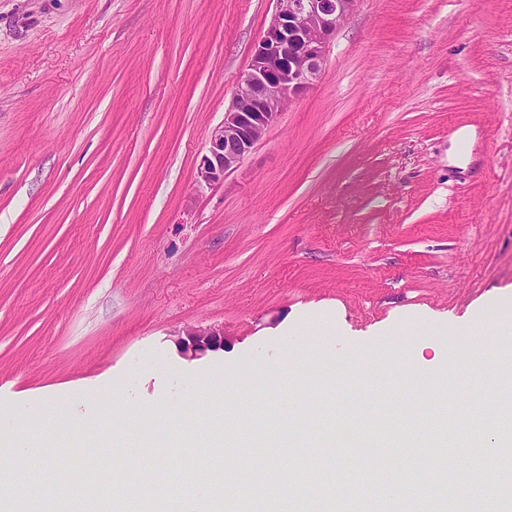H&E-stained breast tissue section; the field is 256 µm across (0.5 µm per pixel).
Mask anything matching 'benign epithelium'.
I'll use <instances>...</instances> for the list:
<instances>
[{
  "label": "benign epithelium",
  "mask_w": 512,
  "mask_h": 512,
  "mask_svg": "<svg viewBox=\"0 0 512 512\" xmlns=\"http://www.w3.org/2000/svg\"><path fill=\"white\" fill-rule=\"evenodd\" d=\"M271 21L254 46L248 68L237 83L224 120L210 135L200 182L224 181L250 154L292 99L321 79L326 52L336 29L357 0H273ZM184 355L198 357L224 348V329L194 326L182 331Z\"/></svg>",
  "instance_id": "7a95c632"
}]
</instances>
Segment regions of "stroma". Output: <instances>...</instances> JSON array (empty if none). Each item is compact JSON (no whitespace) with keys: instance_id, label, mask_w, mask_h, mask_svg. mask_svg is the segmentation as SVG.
I'll list each match as a JSON object with an SVG mask.
<instances>
[{"instance_id":"35a3bbf8","label":"stroma","mask_w":512,"mask_h":512,"mask_svg":"<svg viewBox=\"0 0 512 512\" xmlns=\"http://www.w3.org/2000/svg\"><path fill=\"white\" fill-rule=\"evenodd\" d=\"M274 8L0 0V435L27 451L22 504L76 481L96 448L120 455L118 489L155 462L132 500L185 480L203 510L249 512L235 481L274 487L302 448L316 481L348 469L359 512H376L370 495L398 458L356 444L334 456L310 429L345 421L402 441L396 422L436 407L454 336L476 323L480 385L501 392L512 0H358L324 77L222 184L199 189L210 132ZM462 128L471 141L453 145ZM200 325L227 342L187 357L178 334ZM375 354L359 388L353 371ZM402 363L415 386L393 383ZM243 384L257 388L250 428L228 440L224 390ZM166 410L188 447L165 445ZM218 441L267 469H230ZM405 444L426 475L427 444Z\"/></svg>"}]
</instances>
